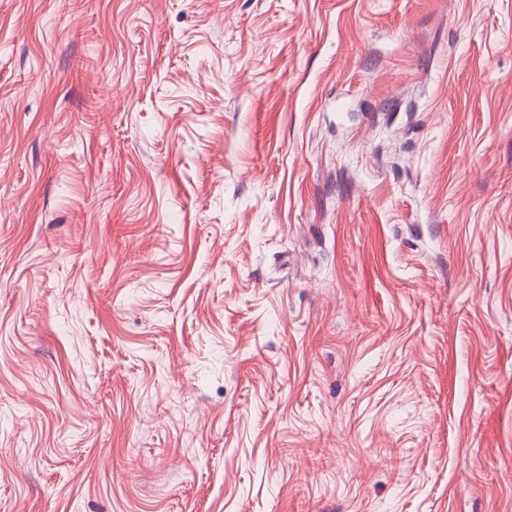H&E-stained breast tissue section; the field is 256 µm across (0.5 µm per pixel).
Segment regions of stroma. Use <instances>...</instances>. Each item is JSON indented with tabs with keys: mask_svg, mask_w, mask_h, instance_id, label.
I'll list each match as a JSON object with an SVG mask.
<instances>
[{
	"mask_svg": "<svg viewBox=\"0 0 512 512\" xmlns=\"http://www.w3.org/2000/svg\"><path fill=\"white\" fill-rule=\"evenodd\" d=\"M0 512H512V0H0Z\"/></svg>",
	"mask_w": 512,
	"mask_h": 512,
	"instance_id": "35a3bbf8",
	"label": "stroma"
}]
</instances>
